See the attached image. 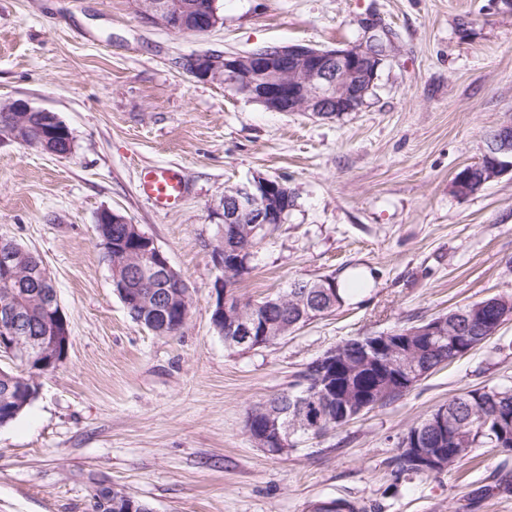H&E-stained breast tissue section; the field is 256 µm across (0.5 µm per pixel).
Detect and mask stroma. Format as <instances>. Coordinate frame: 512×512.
Masks as SVG:
<instances>
[{
	"mask_svg": "<svg viewBox=\"0 0 512 512\" xmlns=\"http://www.w3.org/2000/svg\"><path fill=\"white\" fill-rule=\"evenodd\" d=\"M218 27L178 35L143 0H0V103L55 112L74 137L59 158L0 136V236L37 254L70 323L61 366L0 427V512H91L103 480L154 512H456L512 471L472 448L452 470L394 482L400 436L455 396L512 387V320L409 392L281 455L248 412L326 351L494 296L512 298V172L466 197L450 182L512 122V12L494 0H217ZM376 17L394 47L367 104L339 118L270 112L178 67L206 52L362 44ZM148 165L188 191L165 213L138 191ZM295 202L258 247L240 294L335 276L342 306L277 343L225 348L210 317L213 210L254 175ZM110 209L153 237L192 292L185 326L159 336L114 293L96 246Z\"/></svg>",
	"mask_w": 512,
	"mask_h": 512,
	"instance_id": "1",
	"label": "stroma"
}]
</instances>
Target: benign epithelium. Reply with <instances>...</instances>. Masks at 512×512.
I'll use <instances>...</instances> for the list:
<instances>
[{"instance_id": "1", "label": "benign epithelium", "mask_w": 512, "mask_h": 512, "mask_svg": "<svg viewBox=\"0 0 512 512\" xmlns=\"http://www.w3.org/2000/svg\"><path fill=\"white\" fill-rule=\"evenodd\" d=\"M194 5L187 2L172 7L153 0L145 16L152 23L174 34H197L200 28L193 21L191 13ZM371 32L364 45H348L343 48H316L295 43L278 45L268 52H247L241 54L203 53L188 56L181 61L184 70L197 78L211 81H225L238 94L264 105L271 112H309L321 118L332 117V108H342L346 112L359 111V104L377 79L380 66L389 56L392 41L389 32L380 27L374 19L364 22ZM35 108L23 99H16L0 111V125L14 134H19L24 124V114ZM486 153L491 155L492 164L485 167L482 183H489L512 170V126L504 124L491 131L486 138ZM452 192L465 197L471 194V170L467 167L458 171L451 185ZM294 196L288 185L277 179L257 175L247 184L238 185L224 192L220 208L215 217L224 224V237L213 247L215 265L221 271L214 284L212 301V325L224 327V335L231 343L237 340L252 341L256 347L275 343L269 326L260 324L251 315L254 305H246L236 288L239 278L237 270L224 267V257L229 251L227 236H233L234 250L244 256L243 264L252 258L253 249L238 244L241 238L251 240L258 232L270 234L276 226L285 223L288 209L281 208L280 195ZM128 233L136 241L137 247L127 248L122 243L115 244L114 262L110 265L112 286L127 307H138L142 314L162 318L171 312L179 315V326L188 320L190 289L186 282L172 280L173 268L165 252L155 240L143 232L138 225L128 224ZM28 250L21 248L8 238L0 240V279L10 282L21 275L36 274L43 281L51 277L43 264L36 268L21 269L19 261ZM147 260L149 268L156 276L170 280L171 287L159 297L151 291L133 288L131 284L143 275L142 260ZM271 305L288 307L301 306L307 302V291L294 290L290 295L271 294L267 298ZM42 304L47 315L48 335H31L28 324L21 316L22 305L16 301L0 304V353L31 365H44V369L57 368L66 358L71 341L69 322L63 316L58 297H43ZM451 343L453 350L466 353L475 345L472 336H460L439 315L423 321L412 329L395 330L371 336H362L355 345L354 352L345 354L344 349L326 351L315 363L319 374H336L337 370L352 366L358 371L379 360L388 358L384 366L393 373L401 389L410 390L416 380L403 376L405 362L422 353L421 347L432 349L443 342ZM336 386L318 380L315 387L298 400V416L294 427L313 429L323 424L324 416L318 412L320 406L332 399ZM512 417L505 415L497 420L499 441L497 448L512 447L511 426L507 422ZM436 433V443L442 444L448 432L460 436L461 428L448 420L446 409L435 411V419L430 422ZM246 429L252 441L268 454L280 455L291 449V432L288 422L283 420V412L269 404L254 407L246 420ZM399 452L406 455L410 463L428 472L447 470V462L440 458L435 448L423 447L420 433L407 432L400 438ZM112 512H144L140 500L119 493L112 496Z\"/></svg>"}]
</instances>
